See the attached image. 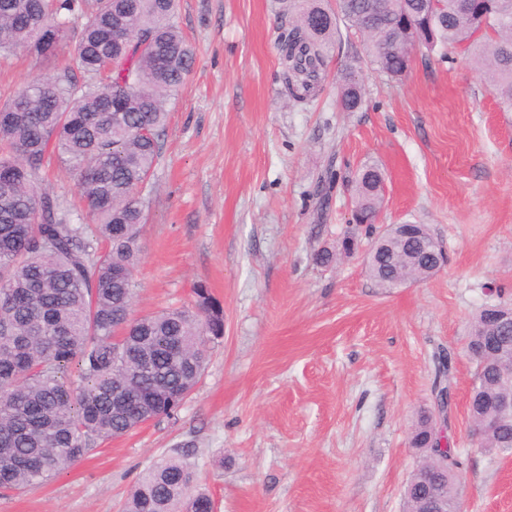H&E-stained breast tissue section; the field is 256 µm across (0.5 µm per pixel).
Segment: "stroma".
<instances>
[{
  "label": "stroma",
  "instance_id": "35a3bbf8",
  "mask_svg": "<svg viewBox=\"0 0 512 512\" xmlns=\"http://www.w3.org/2000/svg\"><path fill=\"white\" fill-rule=\"evenodd\" d=\"M196 51L171 98L144 196L136 309L191 305L205 283L224 334L174 417L97 447L47 484L0 497V512H119L175 449L217 512H403L419 461L409 437L433 404L435 358L452 355L448 436L460 448L463 512H512V454L471 435L466 328L512 303V112L463 52L415 54L389 80L342 37L309 103L279 78L276 0H179ZM359 60L364 103L336 108L337 71ZM0 57V101L70 64ZM385 179L379 225H427L448 262L382 291L365 273L371 238L346 187L365 164ZM341 262L318 263L343 237Z\"/></svg>",
  "mask_w": 512,
  "mask_h": 512
}]
</instances>
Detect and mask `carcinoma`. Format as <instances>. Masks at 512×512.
I'll list each match as a JSON object with an SVG mask.
<instances>
[{"label":"carcinoma","instance_id":"carcinoma-1","mask_svg":"<svg viewBox=\"0 0 512 512\" xmlns=\"http://www.w3.org/2000/svg\"><path fill=\"white\" fill-rule=\"evenodd\" d=\"M288 28L278 38L288 100L301 105L326 77L340 26L365 36L370 62L403 79L418 50L472 56L503 112H512V0H279ZM176 0H0V55L51 60L57 38L75 67L35 79L0 102V491L43 486L96 445L173 415L206 363L205 337L224 335V311L208 288L195 306L136 314L135 271L145 226L141 188L161 155L170 97L195 50L173 21ZM351 64L336 77L342 112H356L364 87ZM72 173L92 216L78 223L37 177L51 161ZM382 172L351 181L352 219L372 229ZM405 248L387 250L366 272L384 290L404 270L431 262L425 225ZM512 343V327L472 319L466 349L475 364L472 420L497 396L512 395V357L474 350L479 335ZM75 366L81 385L66 373ZM452 363L438 354L436 385L451 386ZM434 413L410 435L426 448L404 493L405 512H460L459 452L440 450ZM512 452V418L479 441ZM122 512H214L195 472L171 456L133 486Z\"/></svg>","mask_w":512,"mask_h":512}]
</instances>
